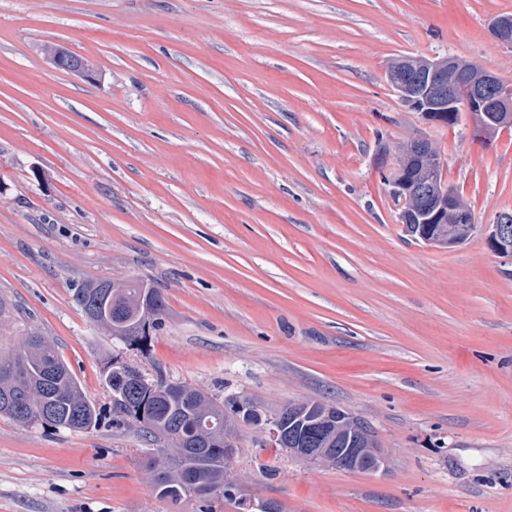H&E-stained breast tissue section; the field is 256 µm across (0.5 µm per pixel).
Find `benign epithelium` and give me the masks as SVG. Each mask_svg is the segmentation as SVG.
<instances>
[{
  "label": "benign epithelium",
  "instance_id": "benign-epithelium-1",
  "mask_svg": "<svg viewBox=\"0 0 512 512\" xmlns=\"http://www.w3.org/2000/svg\"><path fill=\"white\" fill-rule=\"evenodd\" d=\"M495 39L512 50V17H498L491 23ZM448 57L425 58L407 67H392L389 81L399 98L427 124L454 126L466 120L478 131L485 145H491L493 135L512 127V81L486 68L460 67L451 70ZM415 156L421 160L420 178L406 175L407 162ZM447 165L445 156L424 137L404 144L395 152L394 162L389 154L379 158L378 166L390 169L389 193L402 203L399 223L445 224L453 220L472 226V216L460 197L444 185L441 173ZM488 236L490 249L504 258L512 257V213L496 214ZM326 429L333 431L336 442L349 439L348 447L336 457L350 470L378 471L384 459L373 446H363L355 439L367 435L366 425L343 411L323 416ZM269 445L278 447L285 438L280 417L267 421ZM288 452L303 461L329 458L328 448H290Z\"/></svg>",
  "mask_w": 512,
  "mask_h": 512
}]
</instances>
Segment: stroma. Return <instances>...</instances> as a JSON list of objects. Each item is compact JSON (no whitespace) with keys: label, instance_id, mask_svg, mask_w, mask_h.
I'll list each match as a JSON object with an SVG mask.
<instances>
[{"label":"stroma","instance_id":"1","mask_svg":"<svg viewBox=\"0 0 512 512\" xmlns=\"http://www.w3.org/2000/svg\"><path fill=\"white\" fill-rule=\"evenodd\" d=\"M512 0H0V356L49 338L104 420L0 416V512H199L160 498L117 359L271 418L320 401L364 420L376 472L299 460L239 424L247 502L283 512H512V130L424 123L403 57L512 80L489 21ZM85 57L57 70L41 46ZM426 136L470 208L450 248L406 236L374 163ZM140 280L167 312L147 348L93 325L76 285ZM488 243L490 249L500 257H512V213H497L492 224Z\"/></svg>","mask_w":512,"mask_h":512}]
</instances>
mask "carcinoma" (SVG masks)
<instances>
[{
	"label": "carcinoma",
	"mask_w": 512,
	"mask_h": 512,
	"mask_svg": "<svg viewBox=\"0 0 512 512\" xmlns=\"http://www.w3.org/2000/svg\"><path fill=\"white\" fill-rule=\"evenodd\" d=\"M74 301L90 322L138 348L161 328L166 313L158 289L136 280L84 284L75 289ZM110 388L119 395L112 402L115 425L136 424L148 440L161 443L148 465L160 497L173 502L194 497L202 502L200 512H213L208 496L213 490L245 509L224 456L225 436L234 433L237 422L234 401L219 404L198 388L161 376L135 388L115 374ZM6 394L12 405H0V414L20 424L75 431L78 421L93 428L102 421L54 344L38 331L28 333L12 354L0 357V398ZM326 409L315 403L289 427V435L304 438L311 448L336 447L335 438L312 425Z\"/></svg>",
	"instance_id": "carcinoma-1"
}]
</instances>
